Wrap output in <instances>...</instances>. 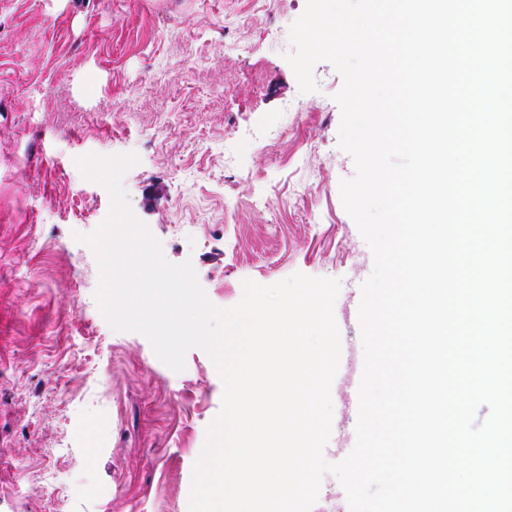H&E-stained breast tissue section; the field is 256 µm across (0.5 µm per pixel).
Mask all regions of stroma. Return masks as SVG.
<instances>
[{"instance_id":"obj_1","label":"stroma","mask_w":512,"mask_h":512,"mask_svg":"<svg viewBox=\"0 0 512 512\" xmlns=\"http://www.w3.org/2000/svg\"><path fill=\"white\" fill-rule=\"evenodd\" d=\"M306 0H0V512H188L224 385L201 349L174 372L95 297L76 242L111 197L80 157L136 154L131 208L209 301L294 273L339 280L337 463L356 443L361 286L373 254L341 196L343 79L300 92L286 56Z\"/></svg>"}]
</instances>
